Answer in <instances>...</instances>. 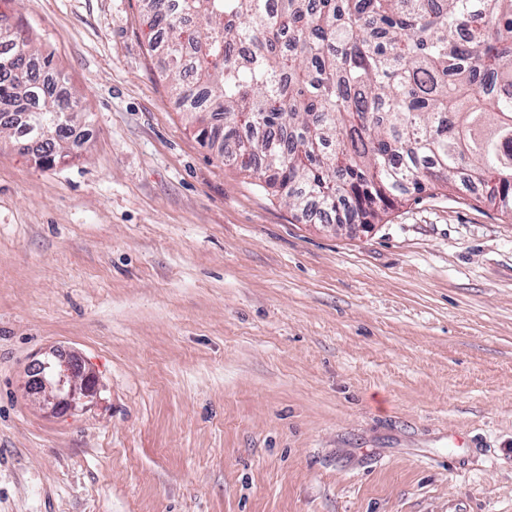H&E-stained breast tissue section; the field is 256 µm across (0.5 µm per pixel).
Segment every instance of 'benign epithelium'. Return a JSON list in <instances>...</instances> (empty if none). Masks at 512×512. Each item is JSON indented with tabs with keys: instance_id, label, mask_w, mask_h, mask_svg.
Returning a JSON list of instances; mask_svg holds the SVG:
<instances>
[{
	"instance_id": "1",
	"label": "benign epithelium",
	"mask_w": 512,
	"mask_h": 512,
	"mask_svg": "<svg viewBox=\"0 0 512 512\" xmlns=\"http://www.w3.org/2000/svg\"><path fill=\"white\" fill-rule=\"evenodd\" d=\"M27 387L52 411L66 412L91 391L93 378L74 359L52 352L33 360Z\"/></svg>"
}]
</instances>
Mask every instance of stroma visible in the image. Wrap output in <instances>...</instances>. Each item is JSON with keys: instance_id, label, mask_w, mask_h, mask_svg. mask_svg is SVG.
Returning <instances> with one entry per match:
<instances>
[{"instance_id": "obj_1", "label": "stroma", "mask_w": 512, "mask_h": 512, "mask_svg": "<svg viewBox=\"0 0 512 512\" xmlns=\"http://www.w3.org/2000/svg\"><path fill=\"white\" fill-rule=\"evenodd\" d=\"M84 137H0V512H512V215L334 229L218 161L139 0H0ZM76 354L96 396L28 393ZM29 373V393L43 397L53 412L74 408L91 391L94 383L74 359L64 358L55 352L33 360Z\"/></svg>"}]
</instances>
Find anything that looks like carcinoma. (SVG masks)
I'll use <instances>...</instances> for the list:
<instances>
[{"label":"carcinoma","instance_id":"1","mask_svg":"<svg viewBox=\"0 0 512 512\" xmlns=\"http://www.w3.org/2000/svg\"><path fill=\"white\" fill-rule=\"evenodd\" d=\"M197 136L289 207L375 224L427 187L512 212V0H140ZM0 16V130L68 156L82 112Z\"/></svg>","mask_w":512,"mask_h":512}]
</instances>
